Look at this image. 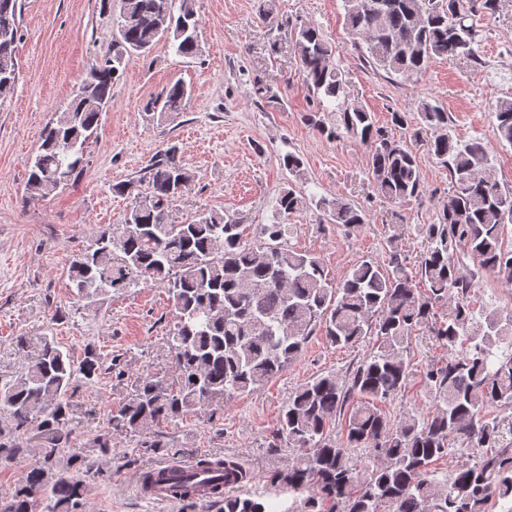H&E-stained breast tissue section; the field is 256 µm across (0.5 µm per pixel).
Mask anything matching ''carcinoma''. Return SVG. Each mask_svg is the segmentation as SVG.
Listing matches in <instances>:
<instances>
[{"mask_svg":"<svg viewBox=\"0 0 512 512\" xmlns=\"http://www.w3.org/2000/svg\"><path fill=\"white\" fill-rule=\"evenodd\" d=\"M344 2L349 32L373 66L387 73L413 77L437 58L477 59L462 0ZM197 3L121 0L111 39L66 109L44 128L28 170L29 196L45 200L75 183L131 56L150 53L162 40L180 57L200 53ZM21 9L19 0H0V108L20 75ZM291 43L308 91L340 99L344 81L318 30L303 26L291 33ZM189 95L176 81L150 95L142 111L161 122L184 111ZM494 116L495 140L512 145V98L497 100ZM307 121L329 139L344 133L366 145L372 183L385 198L405 202L423 194L416 154L366 109L344 107L336 126L315 113ZM417 125L413 137L429 135L428 151L448 170L453 191L438 222L421 227L426 246L415 268L393 236L384 261L361 260L337 282L320 258L288 244L292 224H258L248 235L247 225L216 210L177 223L173 210L194 174L176 144L159 151L142 177L113 185L131 204L121 223L98 226L73 255L72 294L93 304L142 284L164 288L172 303L167 341L175 370L170 379L136 378L92 447L107 454L112 435L121 434L141 438L146 448H166L164 428L255 391L296 360L316 332L340 348L374 336L377 346L348 376L306 382L279 417L271 447L288 448L290 457L270 484L294 495L290 505L244 489L246 468L230 456H196L177 472L148 477L149 487L164 484L183 501L204 487L222 512H490L497 505L512 512V421L494 414L512 410V309H492L480 320L471 305L481 271L512 285V247L505 244L512 189L496 178L486 143L462 144L450 134L443 108L421 102ZM282 164L303 178L300 155L289 152ZM315 206L347 229L366 222L365 212L342 197L321 198ZM306 207L294 187L280 193L281 216ZM445 305L448 312L439 314L436 308ZM418 328L446 347L448 358L423 369L431 410L394 422L378 403L406 389L412 370L404 353ZM101 366L96 348L87 346L77 361L44 336L24 372L0 385V413L9 419L0 427V460L24 454L23 438L32 427L46 435L0 512H33L39 503L43 512H85L86 478L100 471L75 452L65 467L59 462L69 447L68 392L93 384ZM341 415L346 439L338 442L331 425ZM457 444L480 449L478 459L460 462L449 474L438 471L434 463ZM362 447L377 457L363 472L351 461V451Z\"/></svg>","mask_w":512,"mask_h":512,"instance_id":"1","label":"carcinoma"}]
</instances>
